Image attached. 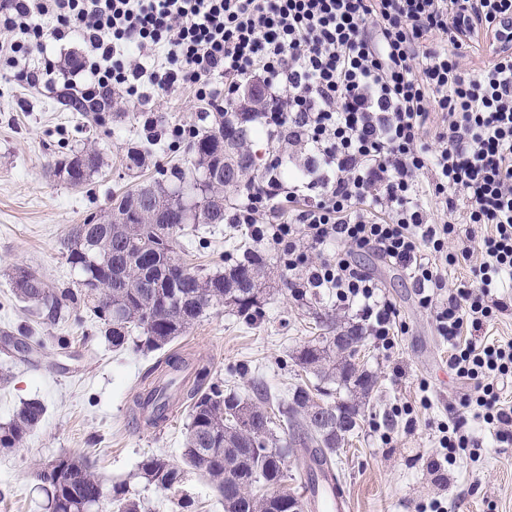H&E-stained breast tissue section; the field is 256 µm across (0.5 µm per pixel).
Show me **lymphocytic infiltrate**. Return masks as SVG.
Returning <instances> with one entry per match:
<instances>
[{
	"instance_id": "lymphocytic-infiltrate-1",
	"label": "lymphocytic infiltrate",
	"mask_w": 512,
	"mask_h": 512,
	"mask_svg": "<svg viewBox=\"0 0 512 512\" xmlns=\"http://www.w3.org/2000/svg\"><path fill=\"white\" fill-rule=\"evenodd\" d=\"M2 30L0 62L32 85L85 75L87 102L145 83L229 108L243 84H262L268 136L306 161L287 175L275 156L232 223L281 249L294 294L326 289L387 350L405 325L354 254L399 265L473 387L466 417L439 425L435 466L468 448L470 420L512 449V341L474 337L512 308L497 295L512 279V0H0ZM72 37L79 56L48 57ZM35 53L43 69L20 68ZM436 207L445 221H430ZM460 222L489 225L478 253L449 250ZM465 263L470 280L447 288Z\"/></svg>"
}]
</instances>
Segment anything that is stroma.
<instances>
[{"label": "stroma", "mask_w": 512, "mask_h": 512, "mask_svg": "<svg viewBox=\"0 0 512 512\" xmlns=\"http://www.w3.org/2000/svg\"><path fill=\"white\" fill-rule=\"evenodd\" d=\"M84 84L79 74L66 84L31 86L15 70L0 67V424L9 422L24 401L37 399L46 408L23 447L0 450V485L9 489L0 512H46V495L34 472L38 464L64 454L87 457L107 487L144 498L152 512H183L184 498L194 502L196 512H224L219 492L197 471H188L175 493L138 478L141 460L152 454L182 464L189 422L184 407L160 431L133 418V397L148 385L149 370L175 354L208 364L212 380L225 391L248 397L259 385L271 399L284 401L298 381L297 350L323 335L326 318L345 322L357 315L338 308L324 291L294 297L281 251L254 247L229 223L185 225L176 251L181 261L209 273L258 250L267 284L253 317L217 306L163 349L143 352L97 338L98 322L89 311L55 324L27 311L12 291L13 266L36 268L57 287H76L79 275L62 249L72 227L108 208L114 195L185 163L188 146L172 144L169 126H207L201 104L183 90L150 94L142 104L116 92L111 108L96 119L65 109L62 97L79 95ZM149 118L154 121L150 129L144 126ZM87 145L99 149L104 161L89 181L74 187L49 173L50 163ZM145 146L152 149L148 168L126 169L127 152ZM354 259L382 283L407 331L388 351L367 337L359 355L376 385L359 429L337 459L351 512H419L420 505L434 499L448 512H484L490 501L497 512H512V453L493 447L487 429L466 426L479 447L476 457L463 454L448 469L431 468L439 453L437 425L460 413L470 386L449 369L448 345L436 331L432 312L419 307L406 272L368 251ZM23 327L46 338V347L34 354L6 350V336H18ZM54 336L71 337V348L58 350L50 342ZM423 382L429 385L427 407L420 403ZM403 405L413 409V428L390 419L393 407ZM375 422L384 424V431H373Z\"/></svg>", "instance_id": "1"}]
</instances>
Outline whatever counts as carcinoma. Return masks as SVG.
Segmentation results:
<instances>
[{
	"instance_id": "1",
	"label": "carcinoma",
	"mask_w": 512,
	"mask_h": 512,
	"mask_svg": "<svg viewBox=\"0 0 512 512\" xmlns=\"http://www.w3.org/2000/svg\"><path fill=\"white\" fill-rule=\"evenodd\" d=\"M250 132L237 114L218 112L212 126L189 142L195 176L187 178L179 166L170 173L112 198V206L72 228L67 238V261L80 276L76 288H56L37 269L17 266L12 282L15 298L32 307L38 317L56 323L77 306L88 308L101 325L104 339L122 347L131 335L136 349L158 350L183 335L214 306L233 305L245 316L258 308L264 293V264L248 255L222 271L202 273L176 254V236L185 224H222L235 191L251 172ZM102 157L95 148H82L54 163V176L79 186L98 173ZM334 336H319L304 345L296 364L323 385L300 381L286 402L270 403L258 390L243 400L224 392L210 378L211 370L194 368V379L180 388L191 402L183 460L186 468L203 473L219 491L224 512H290L304 494L288 489L286 459L313 471H334L336 436L352 437L360 427V408L376 380L356 363V347L366 341L359 324L334 326ZM342 342H336V337ZM170 400L159 384L137 393L135 412L151 427L168 420ZM46 408L39 400L22 403L13 419L0 424V448L24 445ZM286 437L275 433L277 422ZM51 470L45 491L51 512H93L106 497V486L91 464L80 457L59 456L35 471L40 478ZM138 476L161 490H176L185 468L159 455L144 458ZM281 492L256 496V486ZM115 512H146L145 503L123 488L112 494Z\"/></svg>"
}]
</instances>
